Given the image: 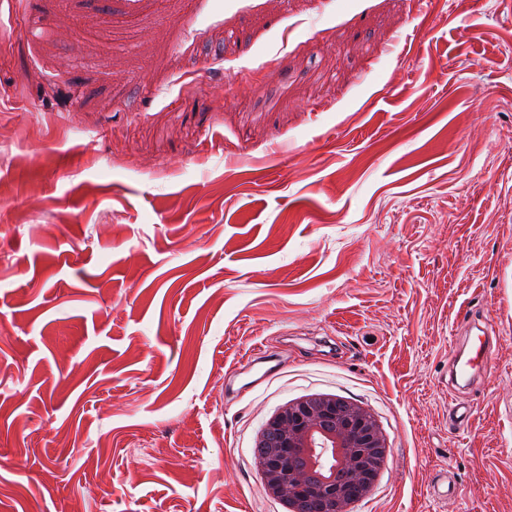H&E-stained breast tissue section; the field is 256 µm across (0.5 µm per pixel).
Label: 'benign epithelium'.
<instances>
[{"instance_id": "1", "label": "benign epithelium", "mask_w": 512, "mask_h": 512, "mask_svg": "<svg viewBox=\"0 0 512 512\" xmlns=\"http://www.w3.org/2000/svg\"><path fill=\"white\" fill-rule=\"evenodd\" d=\"M256 447L269 497L298 512L306 497L317 512H350L367 498L385 466L388 443L375 416L355 401L313 394L291 401L265 423Z\"/></svg>"}]
</instances>
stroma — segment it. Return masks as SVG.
I'll list each match as a JSON object with an SVG mask.
<instances>
[{
	"instance_id": "1",
	"label": "stroma",
	"mask_w": 512,
	"mask_h": 512,
	"mask_svg": "<svg viewBox=\"0 0 512 512\" xmlns=\"http://www.w3.org/2000/svg\"><path fill=\"white\" fill-rule=\"evenodd\" d=\"M317 393L353 512H512V0H0V512H287ZM478 336V344L470 348V353L461 355L454 365V376L456 381L469 382L477 373H488L492 370L490 358V346L487 339L482 340ZM255 445L266 495L289 512H298L305 497L315 499L318 512H351L371 494L389 448L369 409L330 394L278 408Z\"/></svg>"
}]
</instances>
